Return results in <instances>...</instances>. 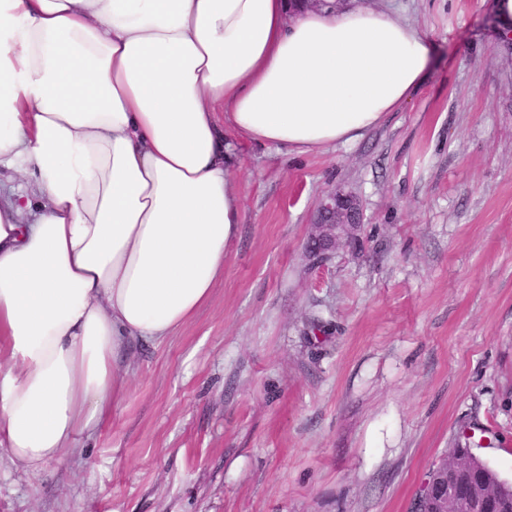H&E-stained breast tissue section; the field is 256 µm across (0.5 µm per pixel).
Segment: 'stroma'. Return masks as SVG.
Returning <instances> with one entry per match:
<instances>
[{
    "label": "stroma",
    "mask_w": 512,
    "mask_h": 512,
    "mask_svg": "<svg viewBox=\"0 0 512 512\" xmlns=\"http://www.w3.org/2000/svg\"><path fill=\"white\" fill-rule=\"evenodd\" d=\"M409 24L434 66L361 138L238 140L242 222L212 301L133 343L82 455L38 476L0 447V512H410L466 434L512 481V45L493 0H342ZM363 220L321 263L316 205Z\"/></svg>",
    "instance_id": "stroma-1"
}]
</instances>
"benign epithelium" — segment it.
Here are the masks:
<instances>
[{
	"label": "benign epithelium",
	"mask_w": 512,
	"mask_h": 512,
	"mask_svg": "<svg viewBox=\"0 0 512 512\" xmlns=\"http://www.w3.org/2000/svg\"><path fill=\"white\" fill-rule=\"evenodd\" d=\"M360 212L361 204L355 195L339 188L327 191L317 205L315 233L310 238L308 257L323 259L341 239L350 237L351 230L359 223ZM456 471V467L449 469L444 466L440 471L441 478H434L429 482V485L437 488L435 506L439 512H458L460 509L458 496L454 491V486L460 482V478L454 476ZM487 498L485 486L471 487L468 512H485Z\"/></svg>",
	"instance_id": "1"
}]
</instances>
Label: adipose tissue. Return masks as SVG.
<instances>
[{
	"label": "adipose tissue",
	"instance_id": "obj_1",
	"mask_svg": "<svg viewBox=\"0 0 512 512\" xmlns=\"http://www.w3.org/2000/svg\"><path fill=\"white\" fill-rule=\"evenodd\" d=\"M432 44L324 0H0V446L80 455L134 340L213 296L242 221L224 129L289 153L356 141Z\"/></svg>",
	"mask_w": 512,
	"mask_h": 512
}]
</instances>
